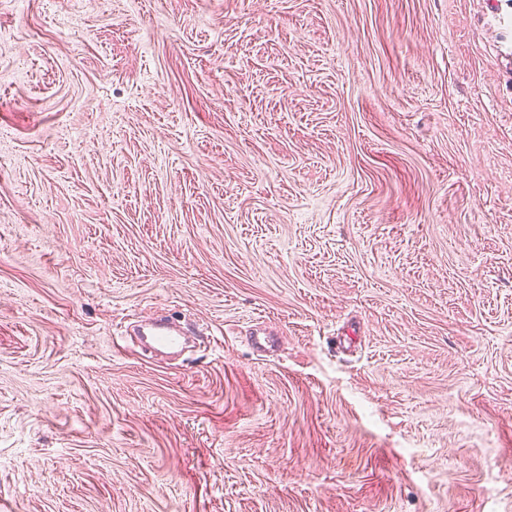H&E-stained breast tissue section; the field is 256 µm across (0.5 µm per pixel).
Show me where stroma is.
<instances>
[{
	"mask_svg": "<svg viewBox=\"0 0 512 512\" xmlns=\"http://www.w3.org/2000/svg\"><path fill=\"white\" fill-rule=\"evenodd\" d=\"M0 512H512V0H0ZM142 342L149 346L157 345L162 348L175 350L181 346L182 332L175 321L153 327L142 334Z\"/></svg>",
	"mask_w": 512,
	"mask_h": 512,
	"instance_id": "35a3bbf8",
	"label": "stroma"
}]
</instances>
